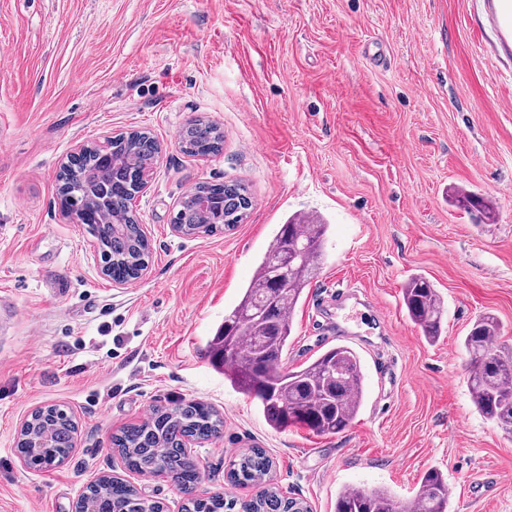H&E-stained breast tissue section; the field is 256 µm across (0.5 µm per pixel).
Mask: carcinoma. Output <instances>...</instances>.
I'll use <instances>...</instances> for the list:
<instances>
[{
    "instance_id": "cac0c4a2",
    "label": "carcinoma",
    "mask_w": 512,
    "mask_h": 512,
    "mask_svg": "<svg viewBox=\"0 0 512 512\" xmlns=\"http://www.w3.org/2000/svg\"><path fill=\"white\" fill-rule=\"evenodd\" d=\"M183 149L191 155L218 152L224 141L220 130L198 120L181 135ZM109 150L116 158V177L101 171L99 153L88 149L79 160L61 168L59 196L72 215L96 213L89 229L96 239L107 276L114 282L136 279L147 269L150 247L145 243L132 198L146 165L159 152L154 136L142 131L114 137ZM194 195L209 201L203 211L186 199L173 223L186 236L220 232L240 224L252 206L247 186L240 182H200ZM457 206L466 211L490 209L473 191H460ZM329 225L316 217L300 224L296 219L280 226L273 245L264 253L238 304L224 314V324L207 347L213 366L240 392L258 400L265 420L274 429L300 424L318 435H334L347 429L364 403V374L358 354L345 345L334 346L308 364L281 368L292 333L293 313L305 289L316 275ZM409 318L424 337L435 342L442 332L443 301L426 277L417 274L402 288ZM500 324L482 316L472 325L463 346L469 357L467 383L477 411L498 427L512 432V351L496 346ZM224 420L213 407L195 400L172 408H158L141 424L123 427L112 437L128 468L166 472L188 496L184 512H289L307 508L305 502L284 496L272 479L273 460L262 448H253L234 461L230 478L241 485L260 488L248 502L224 499L220 494L205 499L193 496L199 480L197 463L183 448L184 439L209 440L220 434ZM76 423L60 405L39 408L23 424L17 451L28 465L43 468L64 462L73 448ZM47 436L44 448L29 447V440ZM161 512L129 483L101 477L88 485L78 502V512ZM335 512H449L448 483L438 469L427 471L416 496L395 499L384 489H342Z\"/></svg>"
}]
</instances>
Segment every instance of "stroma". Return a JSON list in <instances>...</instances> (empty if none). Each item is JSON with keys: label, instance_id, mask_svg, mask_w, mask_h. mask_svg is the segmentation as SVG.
<instances>
[{"label": "stroma", "instance_id": "stroma-1", "mask_svg": "<svg viewBox=\"0 0 512 512\" xmlns=\"http://www.w3.org/2000/svg\"><path fill=\"white\" fill-rule=\"evenodd\" d=\"M499 0H0V512H75L86 486L116 475L163 512L173 480L125 469L122 427L159 407L203 401L224 416L194 444L199 497L250 500L229 464L266 450L283 495L334 512L345 487L412 497L448 478L452 512H512V433L475 409L461 342L481 314L512 347V32ZM220 153L177 143L195 119ZM150 131L160 144L133 209L152 253L118 287L85 225L62 212L57 174L82 145ZM239 181L252 207L214 235L175 233L198 182ZM482 193L480 222L450 202ZM329 226L324 259L293 314L283 364L352 335L365 376L350 427L271 429L204 351L258 259L292 215ZM422 274L444 300L428 343L401 289ZM350 282L343 307L329 297ZM78 425L62 464L16 451L37 408Z\"/></svg>", "mask_w": 512, "mask_h": 512}]
</instances>
